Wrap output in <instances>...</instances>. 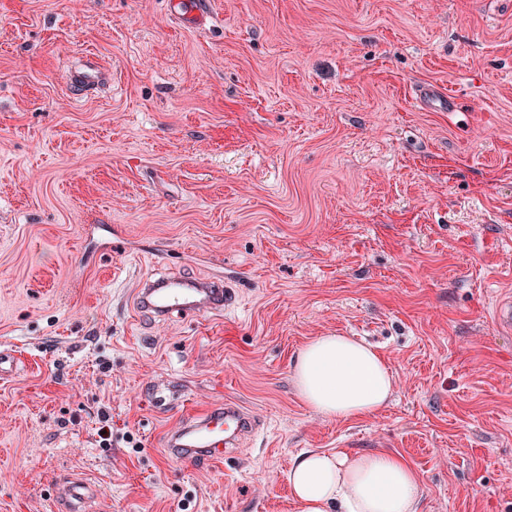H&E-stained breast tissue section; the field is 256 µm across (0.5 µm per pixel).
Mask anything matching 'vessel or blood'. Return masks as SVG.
Returning <instances> with one entry per match:
<instances>
[{
	"instance_id": "obj_1",
	"label": "vessel or blood",
	"mask_w": 512,
	"mask_h": 512,
	"mask_svg": "<svg viewBox=\"0 0 512 512\" xmlns=\"http://www.w3.org/2000/svg\"><path fill=\"white\" fill-rule=\"evenodd\" d=\"M172 5L176 14L189 16L198 24H207L212 19L209 0H172ZM111 79V72L95 57L89 56L72 74L70 88L73 94L80 95ZM137 293L143 309L163 316L195 310L218 314L229 303L228 293L219 282L202 286L181 279L145 281ZM256 430L255 418L238 404L228 401L223 409L208 412L198 421L175 430L168 446L186 462L197 461L202 456L217 459Z\"/></svg>"
}]
</instances>
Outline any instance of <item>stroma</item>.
Segmentation results:
<instances>
[{
    "instance_id": "35a3bbf8",
    "label": "stroma",
    "mask_w": 512,
    "mask_h": 512,
    "mask_svg": "<svg viewBox=\"0 0 512 512\" xmlns=\"http://www.w3.org/2000/svg\"><path fill=\"white\" fill-rule=\"evenodd\" d=\"M212 2L0 0V512H61L67 477L83 512H295L293 462L335 448L404 458L419 512H512V0ZM88 54L112 83L78 100ZM166 276L234 303L142 312ZM328 333L386 360L376 413L301 399ZM228 400L256 435L167 453ZM171 4L177 15H187L200 25H206L213 18L209 0H173Z\"/></svg>"
}]
</instances>
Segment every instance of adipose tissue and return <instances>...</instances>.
Listing matches in <instances>:
<instances>
[{"mask_svg": "<svg viewBox=\"0 0 512 512\" xmlns=\"http://www.w3.org/2000/svg\"><path fill=\"white\" fill-rule=\"evenodd\" d=\"M294 380L317 413L349 420L384 406L394 377L370 345L327 334L298 352ZM296 512H417L421 479L401 457L344 448L304 452L288 473Z\"/></svg>", "mask_w": 512, "mask_h": 512, "instance_id": "obj_1", "label": "adipose tissue"}]
</instances>
